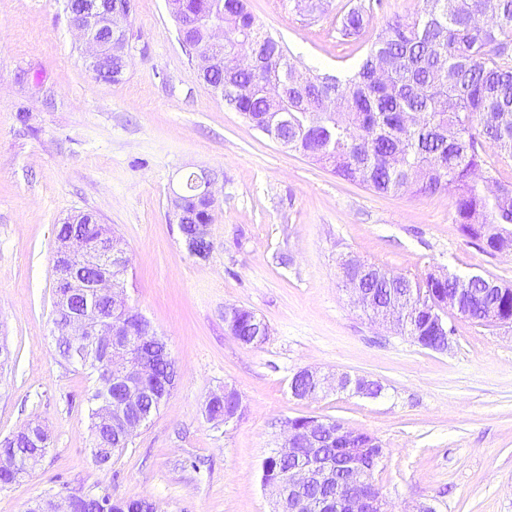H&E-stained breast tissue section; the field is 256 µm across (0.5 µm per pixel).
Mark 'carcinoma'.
I'll list each match as a JSON object with an SVG mask.
<instances>
[{"mask_svg":"<svg viewBox=\"0 0 512 512\" xmlns=\"http://www.w3.org/2000/svg\"><path fill=\"white\" fill-rule=\"evenodd\" d=\"M415 17H397L381 29L365 58L348 78L333 81L306 73L303 82L289 81L298 71L297 60L285 45L266 33L244 0H181L183 14L197 16L214 10L232 16L224 42L211 44L196 30L191 41L202 53L224 57V68L238 66L246 41L277 44L259 70L238 71L241 93L228 105L256 127L272 130L273 138L288 149L328 165L345 180L380 194L410 196L445 195L461 232L484 248V242L512 248V181L495 177V169L482 168V151L492 143L512 160V0H423ZM363 8L350 9L339 33L349 38L362 29ZM384 62L389 78H373L375 66ZM126 67L104 58L93 78L118 84ZM278 84L286 90L288 104L269 105L265 90ZM203 173L191 172L181 183L185 198L183 232L203 224ZM58 233L89 234L102 230L89 211L69 216ZM390 279L361 281L378 304L385 305L406 289L413 290L415 320L397 333L425 336L426 348L435 342L438 311L448 293L459 287L455 274L437 282L427 276L411 279L389 272ZM481 276L468 284L484 300L495 301L501 313L512 317V287L489 288ZM262 319L242 309L229 333L240 343L258 347L265 343L259 332ZM172 359L161 358L151 381L154 393L144 397L142 408L159 410L175 387ZM238 408L235 393L213 395L205 413L219 420ZM89 430L94 448L114 454L126 447L115 428L101 423L97 407L89 409ZM361 469L385 449L363 432L353 445ZM290 461L268 458L267 474L284 477Z\"/></svg>","mask_w":512,"mask_h":512,"instance_id":"1","label":"carcinoma"}]
</instances>
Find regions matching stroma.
<instances>
[{
  "instance_id": "35a3bbf8",
  "label": "stroma",
  "mask_w": 512,
  "mask_h": 512,
  "mask_svg": "<svg viewBox=\"0 0 512 512\" xmlns=\"http://www.w3.org/2000/svg\"><path fill=\"white\" fill-rule=\"evenodd\" d=\"M368 0H323L315 18L295 0H247L259 24L304 67L342 76L393 16L421 0H381L357 36L340 20ZM129 66L95 81L65 0H0V440L32 420L51 436L0 512L63 489L145 498L159 512H274L262 466L305 416L373 434L387 455L374 479L388 512H512V327L448 311L442 352L371 323L348 299L340 261L352 255L421 279L479 274L512 285V254L464 236L446 196L379 194L254 129L200 79L166 0H133ZM27 119H20V112ZM220 174L213 249L185 248L170 190L190 172ZM97 213L130 258V303L167 344L177 384L127 448L99 465L89 398L96 381L53 339V251L67 215ZM262 317L259 347L234 339L224 310ZM379 382L377 398L292 397L301 369ZM235 389L242 414L208 420L205 399Z\"/></svg>"
}]
</instances>
